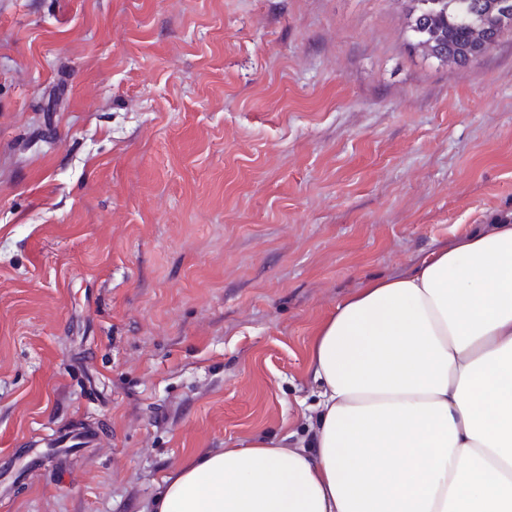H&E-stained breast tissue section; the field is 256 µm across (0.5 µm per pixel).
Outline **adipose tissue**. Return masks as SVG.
<instances>
[{
  "label": "adipose tissue",
  "instance_id": "1",
  "mask_svg": "<svg viewBox=\"0 0 512 512\" xmlns=\"http://www.w3.org/2000/svg\"><path fill=\"white\" fill-rule=\"evenodd\" d=\"M310 368V441L201 454L154 512H512V223L349 295Z\"/></svg>",
  "mask_w": 512,
  "mask_h": 512
}]
</instances>
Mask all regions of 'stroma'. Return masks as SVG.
<instances>
[{"label":"stroma","mask_w":512,"mask_h":512,"mask_svg":"<svg viewBox=\"0 0 512 512\" xmlns=\"http://www.w3.org/2000/svg\"><path fill=\"white\" fill-rule=\"evenodd\" d=\"M507 218L512 32L458 66L404 0H0V512H148L301 431L337 304Z\"/></svg>","instance_id":"1"}]
</instances>
